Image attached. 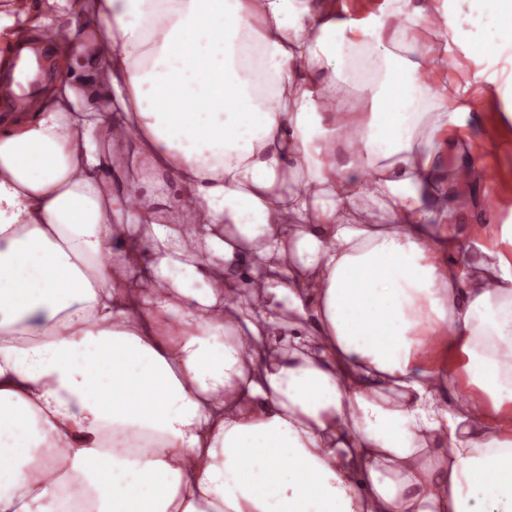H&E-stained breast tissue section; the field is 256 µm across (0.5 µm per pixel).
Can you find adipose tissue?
<instances>
[{
    "label": "adipose tissue",
    "mask_w": 512,
    "mask_h": 512,
    "mask_svg": "<svg viewBox=\"0 0 512 512\" xmlns=\"http://www.w3.org/2000/svg\"><path fill=\"white\" fill-rule=\"evenodd\" d=\"M472 84L512 121V0H0V512H512Z\"/></svg>",
    "instance_id": "adipose-tissue-1"
}]
</instances>
